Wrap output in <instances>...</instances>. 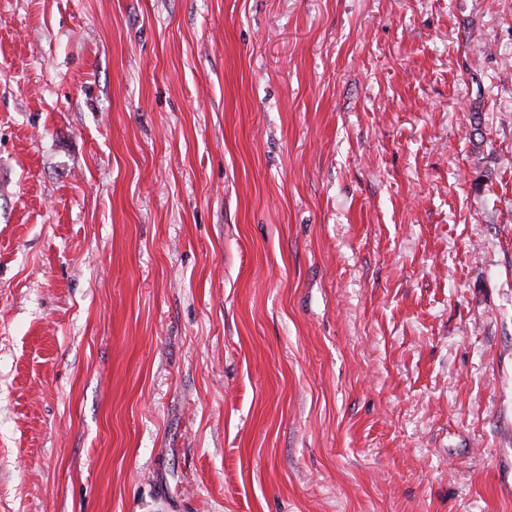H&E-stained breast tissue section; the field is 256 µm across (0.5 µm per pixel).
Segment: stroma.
<instances>
[{"label": "stroma", "instance_id": "35a3bbf8", "mask_svg": "<svg viewBox=\"0 0 512 512\" xmlns=\"http://www.w3.org/2000/svg\"><path fill=\"white\" fill-rule=\"evenodd\" d=\"M0 512H512V0H0Z\"/></svg>", "mask_w": 512, "mask_h": 512}]
</instances>
